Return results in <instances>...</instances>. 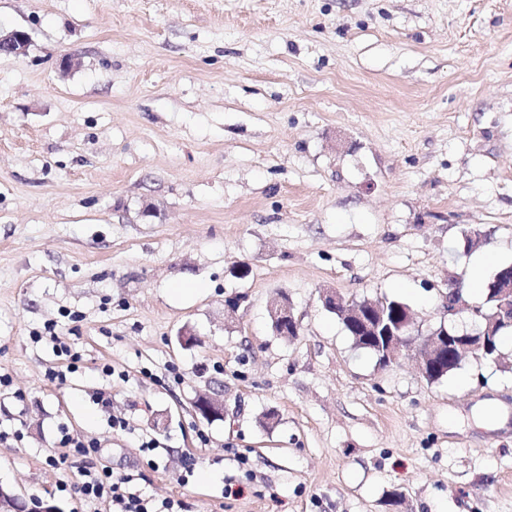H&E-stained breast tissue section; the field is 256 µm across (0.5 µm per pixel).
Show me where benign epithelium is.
<instances>
[{"instance_id":"obj_1","label":"benign epithelium","mask_w":512,"mask_h":512,"mask_svg":"<svg viewBox=\"0 0 512 512\" xmlns=\"http://www.w3.org/2000/svg\"><path fill=\"white\" fill-rule=\"evenodd\" d=\"M29 42L28 34L15 30L7 35H0V55H20L26 52ZM496 299L498 300V312L495 323L498 325L512 326V275H501L496 279ZM323 306L328 310L342 308L346 311L349 323L361 322L365 329L376 332L377 325L369 322L364 313L372 310L383 315L384 311L375 301L355 302L347 300L336 291L328 289L321 295ZM268 314L275 327L284 323H290V329L299 332L300 322L295 317L288 300L280 295L272 297L268 302ZM417 322L416 313L412 309H404V314L397 316L395 332L386 337V344L382 350L381 361L384 366H391L399 362L403 351L410 345H415L417 369L423 377L428 376L439 363L448 360L455 364L458 359L466 354L476 358L493 353V347L486 341V335L492 334V330L478 333L451 334L444 327L430 334L416 337L413 334ZM208 403L199 404L197 412L204 418L212 419L224 416V404L217 398L206 396Z\"/></svg>"}]
</instances>
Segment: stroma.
Instances as JSON below:
<instances>
[{"label": "stroma", "mask_w": 512, "mask_h": 512, "mask_svg": "<svg viewBox=\"0 0 512 512\" xmlns=\"http://www.w3.org/2000/svg\"><path fill=\"white\" fill-rule=\"evenodd\" d=\"M14 30L0 428L21 438L1 489L84 512L60 488L80 459L53 463L65 425L182 512H512V342L430 382L319 300L398 297L420 334L473 331L444 292L487 247L512 263V0H0ZM278 292L296 337L271 328ZM50 321L80 357L63 383L31 339ZM205 394L223 418L195 413ZM493 398L505 428L476 420ZM29 42L28 34L15 30L7 35H0V55H20L26 52ZM268 314L273 325L278 328L284 323H290V329L298 335L300 322L295 317L292 308L288 305V300L280 295L273 296L268 302Z\"/></svg>", "instance_id": "obj_1"}]
</instances>
